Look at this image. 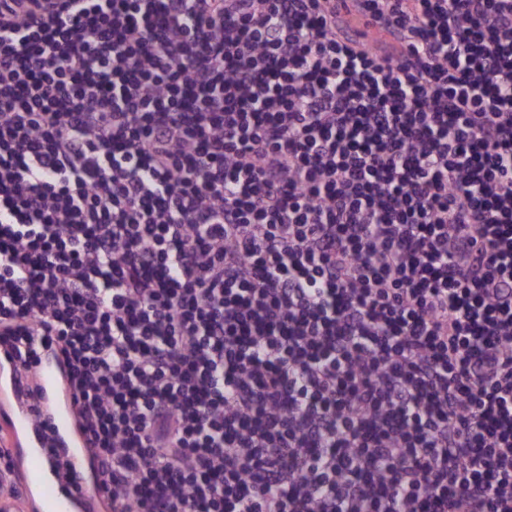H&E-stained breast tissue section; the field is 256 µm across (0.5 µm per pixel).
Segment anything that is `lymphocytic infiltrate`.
<instances>
[{"label":"lymphocytic infiltrate","mask_w":512,"mask_h":512,"mask_svg":"<svg viewBox=\"0 0 512 512\" xmlns=\"http://www.w3.org/2000/svg\"><path fill=\"white\" fill-rule=\"evenodd\" d=\"M336 2L0 0V352L108 512H512V0ZM61 378V370L54 360H45L40 364L37 383L45 398L56 392ZM53 421L59 440L66 446L65 448H69L76 459H82L84 449L79 435L74 437L75 426L70 408L63 404L62 408L56 412Z\"/></svg>","instance_id":"f902f5d3"}]
</instances>
